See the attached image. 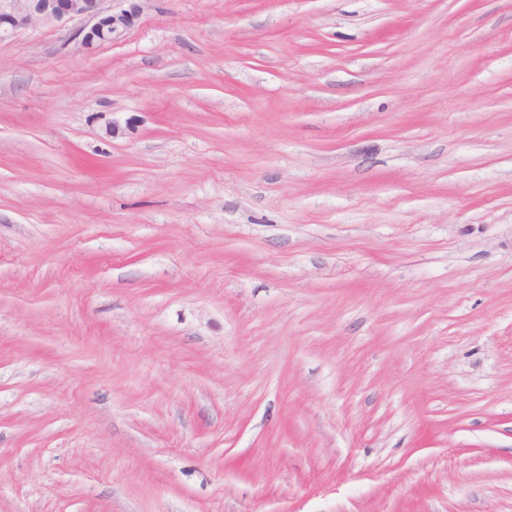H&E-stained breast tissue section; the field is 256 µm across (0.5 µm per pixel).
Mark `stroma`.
<instances>
[{
	"mask_svg": "<svg viewBox=\"0 0 512 512\" xmlns=\"http://www.w3.org/2000/svg\"><path fill=\"white\" fill-rule=\"evenodd\" d=\"M0 40V512H512V0H146Z\"/></svg>",
	"mask_w": 512,
	"mask_h": 512,
	"instance_id": "1",
	"label": "stroma"
}]
</instances>
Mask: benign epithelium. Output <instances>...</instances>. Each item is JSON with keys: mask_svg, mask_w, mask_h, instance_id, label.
I'll return each instance as SVG.
<instances>
[{"mask_svg": "<svg viewBox=\"0 0 512 512\" xmlns=\"http://www.w3.org/2000/svg\"><path fill=\"white\" fill-rule=\"evenodd\" d=\"M104 0H0V39L37 23L64 19L87 20L75 32L87 50L114 41L134 27L143 12V0H124L118 11L102 7Z\"/></svg>", "mask_w": 512, "mask_h": 512, "instance_id": "obj_1", "label": "benign epithelium"}]
</instances>
